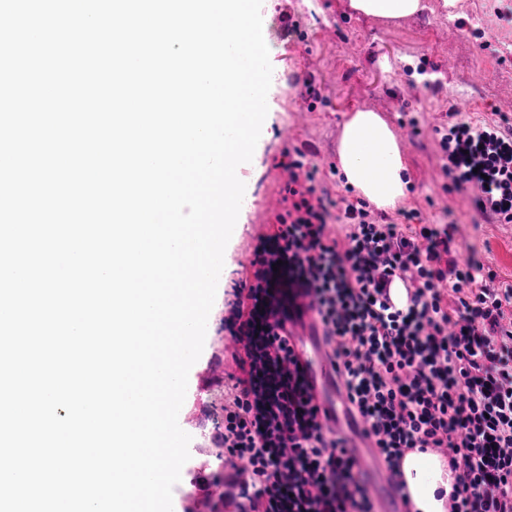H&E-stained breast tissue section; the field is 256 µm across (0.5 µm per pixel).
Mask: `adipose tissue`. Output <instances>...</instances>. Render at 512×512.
I'll return each mask as SVG.
<instances>
[{"mask_svg":"<svg viewBox=\"0 0 512 512\" xmlns=\"http://www.w3.org/2000/svg\"><path fill=\"white\" fill-rule=\"evenodd\" d=\"M337 153L345 182L358 196L380 209H393L405 201V158L380 113L351 112L342 124ZM402 471L414 512H447L453 474L443 457L431 451L409 453Z\"/></svg>","mask_w":512,"mask_h":512,"instance_id":"adipose-tissue-1","label":"adipose tissue"}]
</instances>
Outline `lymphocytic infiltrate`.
<instances>
[{
	"mask_svg": "<svg viewBox=\"0 0 512 512\" xmlns=\"http://www.w3.org/2000/svg\"><path fill=\"white\" fill-rule=\"evenodd\" d=\"M445 175L488 224L512 223V126L462 118L440 138ZM281 209L232 286L224 330L240 348L218 445L239 512H376L348 436L325 430L278 316L314 295L326 344L389 482L407 453L454 474L448 512H512V283L455 255V227L402 222L345 202L341 236L307 154L293 149ZM406 301L386 302L392 280Z\"/></svg>",
	"mask_w": 512,
	"mask_h": 512,
	"instance_id": "lymphocytic-infiltrate-1",
	"label": "lymphocytic infiltrate"
}]
</instances>
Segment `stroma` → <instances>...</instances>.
Listing matches in <instances>:
<instances>
[{
    "instance_id": "obj_1",
    "label": "stroma",
    "mask_w": 512,
    "mask_h": 512,
    "mask_svg": "<svg viewBox=\"0 0 512 512\" xmlns=\"http://www.w3.org/2000/svg\"><path fill=\"white\" fill-rule=\"evenodd\" d=\"M423 0V10L401 19L355 13L349 0H263V36L273 67L268 113L250 163L237 224L224 253L204 348L192 366L180 427L190 435L189 467L214 462V440L224 422V381L237 373L224 332L231 286L248 267L259 235L268 232L288 179L281 164L289 148H311L317 179L339 214L354 199L337 164L341 125L356 109L381 113L398 130L416 122L401 144L407 161L404 209L425 224L455 223L459 258L475 257L512 282V223H476L465 191L441 171L439 128L454 112L512 123V17L498 18L494 0ZM481 82H474L476 72ZM317 98H310L307 87Z\"/></svg>"
}]
</instances>
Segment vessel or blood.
I'll return each mask as SVG.
<instances>
[{"instance_id": "vessel-or-blood-1", "label": "vessel or blood", "mask_w": 512, "mask_h": 512, "mask_svg": "<svg viewBox=\"0 0 512 512\" xmlns=\"http://www.w3.org/2000/svg\"><path fill=\"white\" fill-rule=\"evenodd\" d=\"M315 307L313 297L304 296L300 317L285 321L279 331L287 336L290 347L305 368L306 378L316 396L322 424L336 431L351 429L355 423L348 413L350 402L345 390L337 383L336 365L322 345ZM352 453L362 471L376 474L381 456L369 441L355 445Z\"/></svg>"}]
</instances>
